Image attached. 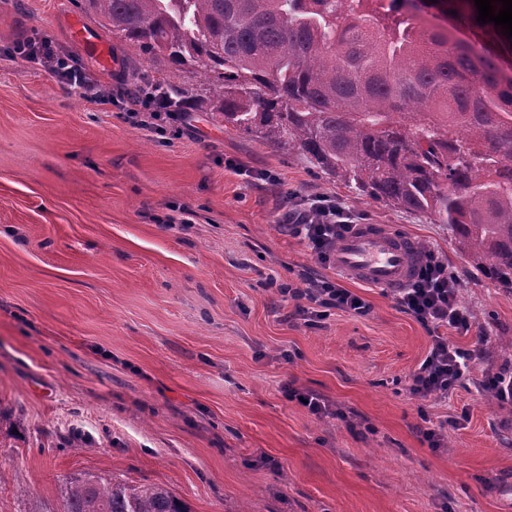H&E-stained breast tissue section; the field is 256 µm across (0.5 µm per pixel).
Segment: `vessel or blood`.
<instances>
[{
    "label": "vessel or blood",
    "mask_w": 512,
    "mask_h": 512,
    "mask_svg": "<svg viewBox=\"0 0 512 512\" xmlns=\"http://www.w3.org/2000/svg\"><path fill=\"white\" fill-rule=\"evenodd\" d=\"M331 260L354 282L395 291L411 281L421 257L412 238L377 224H361L338 241Z\"/></svg>",
    "instance_id": "1"
}]
</instances>
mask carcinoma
I'll return each instance as SVG.
<instances>
[{
  "instance_id": "cac0c4a2",
  "label": "carcinoma",
  "mask_w": 512,
  "mask_h": 512,
  "mask_svg": "<svg viewBox=\"0 0 512 512\" xmlns=\"http://www.w3.org/2000/svg\"><path fill=\"white\" fill-rule=\"evenodd\" d=\"M85 0L101 28L210 85L224 122L362 194L446 224L512 289V41L474 0ZM478 30L462 40L434 23ZM61 512H191L167 487L84 473Z\"/></svg>"
}]
</instances>
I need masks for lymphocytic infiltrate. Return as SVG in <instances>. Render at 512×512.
I'll return each mask as SVG.
<instances>
[{"label": "lymphocytic infiltrate", "instance_id": "1", "mask_svg": "<svg viewBox=\"0 0 512 512\" xmlns=\"http://www.w3.org/2000/svg\"><path fill=\"white\" fill-rule=\"evenodd\" d=\"M16 57L34 62L44 59L52 74L77 90L84 99L100 104L125 105V119L134 126L159 137H176L189 114L187 101L173 99L155 84L142 85L140 93L128 92L102 83L75 60L52 49L49 43L35 45L22 39L13 48ZM357 215L334 196L302 195L289 192L288 202L278 220L280 231L306 242L321 259H328L337 240L350 232ZM282 296L302 300L298 313L305 326L315 327L331 310L364 316L369 304L359 295L327 278L308 288H281ZM396 301L431 334V347L412 376L411 392L419 400L444 397L456 389L488 354L487 338H479L472 347L450 340L449 332L465 334L473 326V317L460 300V282L447 264L434 253H427L415 278L398 289Z\"/></svg>", "mask_w": 512, "mask_h": 512}]
</instances>
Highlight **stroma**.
<instances>
[{
    "label": "stroma",
    "mask_w": 512,
    "mask_h": 512,
    "mask_svg": "<svg viewBox=\"0 0 512 512\" xmlns=\"http://www.w3.org/2000/svg\"><path fill=\"white\" fill-rule=\"evenodd\" d=\"M80 10L0 0V512H58L57 476L88 472L164 485L192 512H512V414L483 387L512 351L493 348L448 397L415 399L429 332L393 292L280 233L282 199L336 196L441 257L474 317L462 346L512 336V291L475 274L447 225L224 123L190 71L96 26L102 61L70 36ZM23 35L118 86L171 74L191 104L182 136L134 128L15 58ZM175 206L189 226L162 223ZM321 277L369 314L294 319L278 286ZM290 382L345 420L287 400ZM427 419L444 423L441 447L423 440Z\"/></svg>",
    "instance_id": "1"
}]
</instances>
